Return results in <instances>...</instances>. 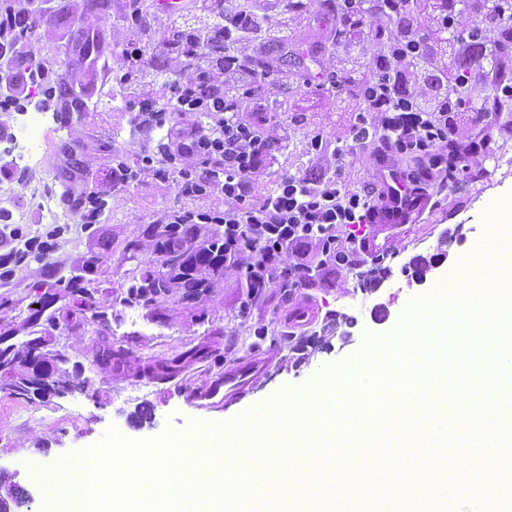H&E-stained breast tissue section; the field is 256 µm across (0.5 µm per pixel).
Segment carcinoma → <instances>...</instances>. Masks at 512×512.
<instances>
[{
  "label": "carcinoma",
  "instance_id": "cac0c4a2",
  "mask_svg": "<svg viewBox=\"0 0 512 512\" xmlns=\"http://www.w3.org/2000/svg\"><path fill=\"white\" fill-rule=\"evenodd\" d=\"M148 235L153 242L156 265L140 270L139 275L133 278L126 301L151 304L179 288L189 297L210 287L213 278L224 274V232L221 229H215L211 237L197 248L189 246L194 237L190 224H151ZM89 286L90 283L82 276L73 275L57 279L48 288L65 287L72 295L80 296L76 305L81 310L91 297ZM53 301L54 294L45 293L41 307L33 310L23 324L30 339L25 341L22 349L0 340V366L11 369L13 393L23 399L40 396L54 384L52 374L55 367L45 359L33 361L34 354L48 351L46 335L38 333L34 327L43 318L48 325H54V316L43 317Z\"/></svg>",
  "mask_w": 512,
  "mask_h": 512
}]
</instances>
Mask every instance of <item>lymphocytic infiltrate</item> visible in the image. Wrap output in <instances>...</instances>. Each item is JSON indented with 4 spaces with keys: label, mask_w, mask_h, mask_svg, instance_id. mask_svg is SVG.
<instances>
[{
    "label": "lymphocytic infiltrate",
    "mask_w": 512,
    "mask_h": 512,
    "mask_svg": "<svg viewBox=\"0 0 512 512\" xmlns=\"http://www.w3.org/2000/svg\"><path fill=\"white\" fill-rule=\"evenodd\" d=\"M270 0H192L193 22L170 21L163 40H156L154 23L143 15L145 0H110L109 12L118 15L130 38L113 43L122 60L123 76L133 83L122 98L135 133H164L171 139L163 167L151 156L133 163L118 162L99 182L71 194L73 210L85 223H96L92 201L155 174L174 182L181 192L198 199L222 196L220 208H171L157 216L160 224H220L224 227V263L243 265L246 282L257 292L282 284L303 288L323 271L359 266L354 233L340 228L378 217L374 188H351L344 178L349 150L329 147L322 135L309 141L318 165L314 174L284 176L261 198L252 195L251 177L280 141L269 130L272 104L262 88L289 93L287 76L279 74L264 56L270 44L288 42V14L310 9L309 0H289L287 14L275 13ZM323 18L331 38L320 56L336 51H361L369 42L380 48L369 63L367 80L347 91L337 74L320 70L311 81L314 90L338 100L353 94L360 99L350 138L352 144H373L376 161L391 164L396 155L414 154L431 165L432 187L448 183L445 147L469 155L456 144L455 128L467 118L469 72L445 75L437 64V49L449 55L476 51L484 59L498 102L512 101V79L500 72L486 54L488 43H512V0H479L481 25L467 35L457 33V11L430 16L422 31L412 0H323ZM52 0H7L0 14V38L26 31L34 19L52 14ZM177 59L185 73L157 68L158 57ZM19 55L0 60V110L30 99L34 74L21 66ZM320 246L317 262H307L312 246ZM295 263H287V256Z\"/></svg>",
    "instance_id": "1"
}]
</instances>
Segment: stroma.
I'll list each match as a JSON object with an SVG mask.
<instances>
[{
  "mask_svg": "<svg viewBox=\"0 0 512 512\" xmlns=\"http://www.w3.org/2000/svg\"><path fill=\"white\" fill-rule=\"evenodd\" d=\"M100 5L101 0H57L54 15L29 29L26 50L36 61L52 63L69 85H82V69L71 64L72 46L78 40L73 25L79 14L94 19L106 41L122 39L125 33L121 18L104 13ZM291 26L292 42L281 52L279 66L287 72L293 91L270 115L283 141L275 161L252 178L258 196L285 174L312 172V135L323 134L329 144L339 145L348 142L354 121L353 113L331 95L305 86L323 65L316 54L324 37L322 21L298 19ZM120 66L118 58H107L87 111L47 117L49 150L43 163L17 168L10 180L13 205L25 230L51 223L36 194L43 168L57 175L84 167L105 170L119 156L156 154L157 141L132 136L129 113L112 98V72ZM468 97L472 118L456 138L478 157L477 177L464 174L449 182L439 207L423 210L414 222L389 232L390 252L382 260L388 272L367 288L360 283V273L344 270L289 294L268 288L253 295L243 271L228 267L211 288L195 297L185 298L178 289L150 305L130 302L126 295L134 276L154 260L145 234L151 217L169 208L205 203L220 207L222 197L204 203L149 176L115 194L89 230L63 199H56L62 233L51 243V257L59 275L79 272L92 282L95 308L73 312V299L64 288L50 308L56 316L51 346L68 358L58 373L73 379L71 391L24 400L0 388V494L10 488L29 493L34 512H74L73 491L49 502L35 476L58 469L62 460L94 446L109 428L144 442L167 432L200 438L209 427L231 426L254 409L259 421L267 422L268 404L279 394L300 396L328 366L361 363L366 334L390 336L413 301L454 275L461 261L486 256L508 230L497 216L512 212V164L501 159L503 151L512 152V107L496 110L479 81L472 84ZM133 242L139 251L132 261L126 247ZM421 260L433 268L419 283L414 265ZM48 279L41 263L32 260L0 288V326L21 324L38 308V286ZM306 303L318 306V318L289 329V308ZM269 349L276 351V358L241 399L227 404L199 399V392L222 378L225 368ZM107 350L112 353L108 364L102 360ZM443 466L448 482L421 479L414 493L415 512H464L465 500L455 488L461 481L479 486L482 456L472 452L463 463L447 458Z\"/></svg>",
  "mask_w": 512,
  "mask_h": 512,
  "instance_id": "obj_1",
  "label": "stroma"
}]
</instances>
